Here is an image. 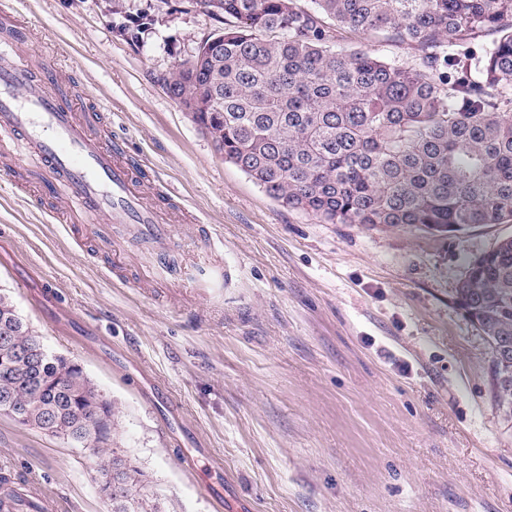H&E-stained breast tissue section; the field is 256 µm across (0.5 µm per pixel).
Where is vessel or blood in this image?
Returning a JSON list of instances; mask_svg holds the SVG:
<instances>
[{"instance_id": "obj_1", "label": "vessel or blood", "mask_w": 512, "mask_h": 512, "mask_svg": "<svg viewBox=\"0 0 512 512\" xmlns=\"http://www.w3.org/2000/svg\"><path fill=\"white\" fill-rule=\"evenodd\" d=\"M28 38L13 12L0 11V175L14 184L36 167L43 182L62 188L53 216L67 220L68 207H75L108 270L120 267V230L129 226L155 276L166 278L170 241L180 220L169 210V196H147L123 140L98 130L97 113L79 111L54 83L32 77L17 56L18 45ZM189 230L195 246L184 264L206 270L224 242L206 225L193 224Z\"/></svg>"}]
</instances>
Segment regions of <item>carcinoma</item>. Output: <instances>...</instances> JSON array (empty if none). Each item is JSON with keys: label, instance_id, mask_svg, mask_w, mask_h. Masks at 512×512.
<instances>
[{"label": "carcinoma", "instance_id": "cac0c4a2", "mask_svg": "<svg viewBox=\"0 0 512 512\" xmlns=\"http://www.w3.org/2000/svg\"><path fill=\"white\" fill-rule=\"evenodd\" d=\"M224 40L163 78L215 148L282 205L325 224L462 233L512 223V0H219ZM146 11L118 27L131 42ZM421 51L407 64L337 33ZM458 299L489 349L494 400L512 418V236L475 257ZM46 347L0 295V410L95 441L112 512H158L139 471L105 444L114 409L83 368Z\"/></svg>", "mask_w": 512, "mask_h": 512}]
</instances>
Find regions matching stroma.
<instances>
[{
  "instance_id": "1",
  "label": "stroma",
  "mask_w": 512,
  "mask_h": 512,
  "mask_svg": "<svg viewBox=\"0 0 512 512\" xmlns=\"http://www.w3.org/2000/svg\"><path fill=\"white\" fill-rule=\"evenodd\" d=\"M224 247L229 283L122 278L97 243L0 181V292L115 411L109 443L160 512H512V420L457 290L512 224L431 234L324 224L226 162L166 92L220 22L193 0H0ZM149 10L138 44L123 15ZM110 512L96 456L0 414V476Z\"/></svg>"
}]
</instances>
